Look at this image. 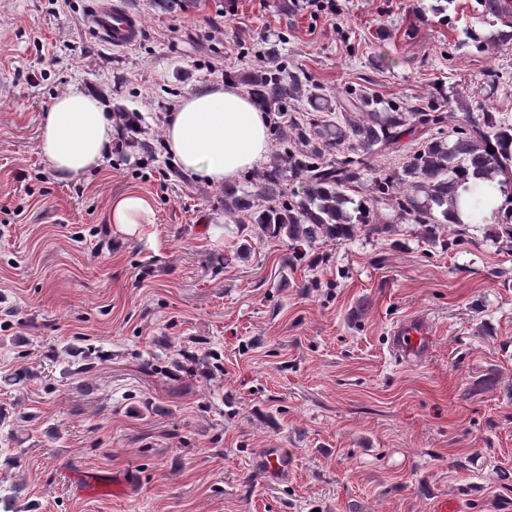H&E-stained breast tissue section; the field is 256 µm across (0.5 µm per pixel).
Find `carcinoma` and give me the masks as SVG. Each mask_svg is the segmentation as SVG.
I'll return each mask as SVG.
<instances>
[{"label": "carcinoma", "instance_id": "carcinoma-1", "mask_svg": "<svg viewBox=\"0 0 512 512\" xmlns=\"http://www.w3.org/2000/svg\"><path fill=\"white\" fill-rule=\"evenodd\" d=\"M475 11L483 22L505 26L493 42L512 41V0H475ZM227 79L247 89L269 114L271 134L291 147L258 175V190L224 183V213L247 219L261 241L287 239V267L321 239L340 244L361 233L391 234L394 225L380 222L382 204L399 220L418 225L422 239L450 234L444 246L457 245L466 227L452 213L469 175L497 178L502 191L512 193V120L463 96L454 99L461 117L448 132V116L433 101L383 100L356 87L333 100L304 73L287 71L275 43L264 65ZM295 102L314 112H338L341 119L303 123L288 112ZM399 153L404 161L398 168L373 171V158ZM296 179L303 191L290 195L285 182ZM489 206L484 192L471 193L470 223H484Z\"/></svg>", "mask_w": 512, "mask_h": 512}]
</instances>
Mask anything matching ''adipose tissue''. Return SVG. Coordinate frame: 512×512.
Listing matches in <instances>:
<instances>
[{"label": "adipose tissue", "instance_id": "obj_1", "mask_svg": "<svg viewBox=\"0 0 512 512\" xmlns=\"http://www.w3.org/2000/svg\"><path fill=\"white\" fill-rule=\"evenodd\" d=\"M168 152L202 183L223 186L252 169L269 150L267 117L239 90L214 85L186 94L162 130ZM117 129L96 95L70 91L50 104L38 138V152L60 176L77 178L103 167ZM153 208L136 192L114 197L109 221L129 230L152 223Z\"/></svg>", "mask_w": 512, "mask_h": 512}]
</instances>
